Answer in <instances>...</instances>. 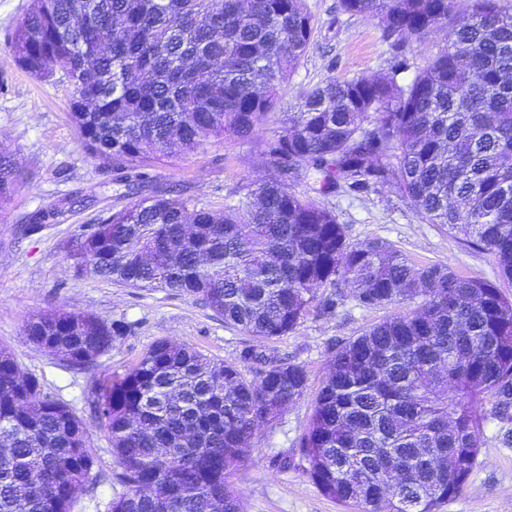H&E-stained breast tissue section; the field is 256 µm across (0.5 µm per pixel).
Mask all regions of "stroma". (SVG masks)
I'll list each match as a JSON object with an SVG mask.
<instances>
[{"label": "stroma", "mask_w": 512, "mask_h": 512, "mask_svg": "<svg viewBox=\"0 0 512 512\" xmlns=\"http://www.w3.org/2000/svg\"><path fill=\"white\" fill-rule=\"evenodd\" d=\"M29 3L0 0V152L11 156L20 174L11 199L0 203V347L11 350L23 371L38 375L47 391L77 408L83 405L88 376L65 369L26 339L23 326L34 313L72 311L131 323V332L100 357L102 375L128 368L161 339L228 360L255 345L266 355L299 364L308 374L306 395L258 430L233 485L245 512H346L319 491L300 461L284 467L278 458L293 451L309 423L316 392L330 369L333 342L359 336L394 314V307L363 309L347 298L334 314L310 310L292 332L259 343L225 325L195 298L76 277L67 252L80 225L103 210L122 209L130 198L113 183L107 165L82 149L68 114L67 86L32 78L8 55V37ZM306 4L312 39L279 89L280 112L296 109L307 91L328 78L381 76L388 68L389 46L379 21L342 11L339 0ZM279 129L274 122L257 126L248 139L227 140L157 165L149 169V178L197 205L224 209L237 203L244 185L269 178L259 152ZM323 204L346 225L350 242L384 240L415 264H442L463 276L485 278L512 298V283L501 279L492 255L428 223L390 188L363 198L339 194ZM54 206L64 208L63 217L34 235L19 233L27 216ZM90 437L104 480L78 492L73 512H101L117 493L106 480L115 467L108 441L95 427ZM441 512H512V423L485 422L477 465L462 494Z\"/></svg>", "instance_id": "obj_1"}]
</instances>
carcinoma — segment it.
I'll list each match as a JSON object with an SVG mask.
<instances>
[{"label":"carcinoma","mask_w":512,"mask_h":512,"mask_svg":"<svg viewBox=\"0 0 512 512\" xmlns=\"http://www.w3.org/2000/svg\"><path fill=\"white\" fill-rule=\"evenodd\" d=\"M340 6L384 22L388 72L304 95L261 151L276 175L222 211L159 188L143 195L146 170L245 140L275 116L311 42L305 0H32L8 54L68 84L83 148L137 197L81 226L68 254L78 274L193 297L259 341L293 331L322 288L334 289L322 312H335L342 282L365 309L418 301L336 348L295 451L324 495L357 512H440L463 492L488 418L512 421V301L481 277L417 268L381 240L349 241L316 196L389 185L512 280V13L500 0ZM439 25L446 46L404 81L403 37ZM301 177L312 194L289 191ZM18 180L0 154L1 202ZM62 213L39 211L24 230ZM130 331L72 312L26 321L30 342L91 375L79 410L0 347V512H71L79 487L101 478L91 423L122 488L105 512H243L230 478L258 427L305 396L306 370L251 347L218 360L159 340L124 372L97 374ZM90 437L92 445L94 446L93 450L99 457V468L102 471L104 476H110L112 470L115 467V460L112 457V452L110 450V445L108 444L107 439L104 436V433L101 432L95 426L89 427Z\"/></svg>","instance_id":"1"}]
</instances>
